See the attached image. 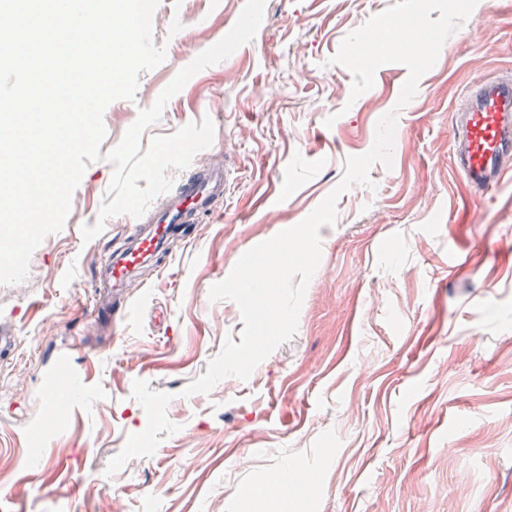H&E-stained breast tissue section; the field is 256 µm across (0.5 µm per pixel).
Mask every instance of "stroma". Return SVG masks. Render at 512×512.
<instances>
[{"label": "stroma", "instance_id": "35a3bbf8", "mask_svg": "<svg viewBox=\"0 0 512 512\" xmlns=\"http://www.w3.org/2000/svg\"><path fill=\"white\" fill-rule=\"evenodd\" d=\"M396 0H267L250 43L194 75L143 141L210 118L212 146L191 167H226L224 200L192 241L174 240L163 275L143 270L126 326L101 324L94 277L137 223L121 214L83 240L113 166L89 164L62 230L0 286V321L17 338L0 359V503L24 512H512V156L496 189L455 168L456 114L484 76L512 75V0H479L444 43L415 98L389 63L351 98L331 64L347 34ZM245 0H160L158 67L134 100L104 113L102 150L122 139L176 73L219 41ZM396 112L391 165L343 194L298 330L248 380L206 394L184 387L244 324L210 301L250 248L293 227L368 152ZM333 126H325L327 117ZM283 185L273 203L260 197ZM72 373L49 419L45 383ZM314 473L312 492L263 500L274 473Z\"/></svg>", "mask_w": 512, "mask_h": 512}]
</instances>
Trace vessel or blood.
<instances>
[{
    "label": "vessel or blood",
    "instance_id": "obj_1",
    "mask_svg": "<svg viewBox=\"0 0 512 512\" xmlns=\"http://www.w3.org/2000/svg\"><path fill=\"white\" fill-rule=\"evenodd\" d=\"M456 155L467 182L484 191L497 185L503 175L501 159L512 153V79L483 78L477 81L456 126ZM226 173L210 169L191 173L176 189L163 194L149 221L137 227L120 249L112 252L94 283L106 302L113 324L131 315L130 288L139 272L156 265L166 272L160 254L180 225L198 215H211L215 202L224 196Z\"/></svg>",
    "mask_w": 512,
    "mask_h": 512
}]
</instances>
